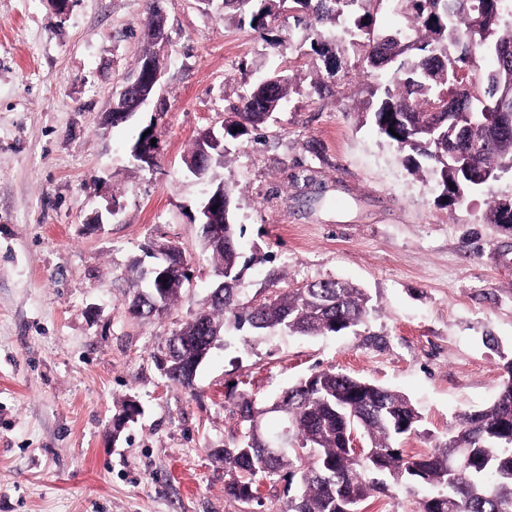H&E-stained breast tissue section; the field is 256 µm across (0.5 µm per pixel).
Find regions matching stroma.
<instances>
[{"instance_id":"1","label":"stroma","mask_w":512,"mask_h":512,"mask_svg":"<svg viewBox=\"0 0 512 512\" xmlns=\"http://www.w3.org/2000/svg\"><path fill=\"white\" fill-rule=\"evenodd\" d=\"M149 3L0 0V512H282L279 476L263 479L259 506L224 493L214 451L241 434L235 397L269 403L321 370L364 378L418 411L401 443L414 455L512 377V227L486 221L490 202L512 200V176L449 202L366 116L376 80L349 36L288 11L264 36L218 7L163 0V87L108 127L146 46ZM317 42L335 51V73ZM275 70L292 79L287 102L260 138L228 141L221 171L248 261L243 292L340 279L366 291L370 312L336 335L225 327L186 390L156 356L206 308L215 276L191 221L204 186L183 158ZM148 126L151 166L131 155ZM151 242L177 245L193 279L161 317L137 320L126 275L152 264ZM129 398L142 412L113 436ZM430 492L404 482L363 512H420Z\"/></svg>"}]
</instances>
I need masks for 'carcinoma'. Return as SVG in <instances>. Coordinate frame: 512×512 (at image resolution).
<instances>
[{"mask_svg": "<svg viewBox=\"0 0 512 512\" xmlns=\"http://www.w3.org/2000/svg\"><path fill=\"white\" fill-rule=\"evenodd\" d=\"M385 0H221L224 17H247L254 29L266 31L278 9L300 8L315 24L341 26L354 32L363 48L370 73L384 80V98L371 112L378 132L403 151L431 163V173L450 201L476 186L467 184L455 153L477 145V167L497 175L512 173V129L499 127L501 111L497 85L512 84V62L483 72L479 60L491 56L496 43L512 39V25L500 26L512 12V0H405L411 11L407 29L375 34L377 14ZM458 66L460 82L469 86L468 104L453 109L444 97L454 95L455 80L448 58ZM232 107L233 119L224 134L237 139L256 131L287 99L289 80L273 73ZM394 132H389L388 128ZM398 136H393V133ZM491 224H512V203L495 205L487 213ZM237 224L228 216L224 244L203 241L216 267L224 268V294L210 309L165 339L162 357L168 381L190 389L189 376L200 351L220 339L224 325L250 335L286 329L304 336L336 334L357 326L370 311L365 291L336 279L302 288L274 291L262 302L243 296L242 268L236 245ZM137 289L129 313L145 320L155 316L152 288L132 273ZM190 274L172 269L163 288L165 306L178 300ZM288 416L292 446L270 458L251 432V398L237 402L245 432L220 449L224 460L225 493L236 501L262 505L260 482L279 475L286 481L287 512H360L375 492L409 480L426 484L434 493L424 499L421 512H512V380L488 407L465 412L448 436L432 450L408 455L396 446L421 422L409 399L383 386L335 370L303 378L278 397ZM366 439L363 452L347 447L351 433ZM468 464L457 466L459 452Z\"/></svg>", "mask_w": 512, "mask_h": 512, "instance_id": "carcinoma-1", "label": "carcinoma"}]
</instances>
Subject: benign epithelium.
<instances>
[{
  "instance_id": "benign-epithelium-1",
  "label": "benign epithelium",
  "mask_w": 512,
  "mask_h": 512,
  "mask_svg": "<svg viewBox=\"0 0 512 512\" xmlns=\"http://www.w3.org/2000/svg\"><path fill=\"white\" fill-rule=\"evenodd\" d=\"M143 38L153 43L168 40L161 0H153L151 20L143 29ZM163 76V70L147 61L140 70L126 78L113 98L110 111L106 113V125L110 127L127 123L162 88ZM132 157L151 165L155 161V147L151 142L143 140L133 146ZM223 157L224 131L208 129L200 135L197 154L183 160L186 171L207 184L193 223L202 227L203 237L215 241L224 239V216L230 209V204L224 202V180L217 175L214 165ZM160 254L162 261L150 267L138 268L139 276L150 284L166 277L171 260L175 257V252L166 247L160 250Z\"/></svg>"
}]
</instances>
